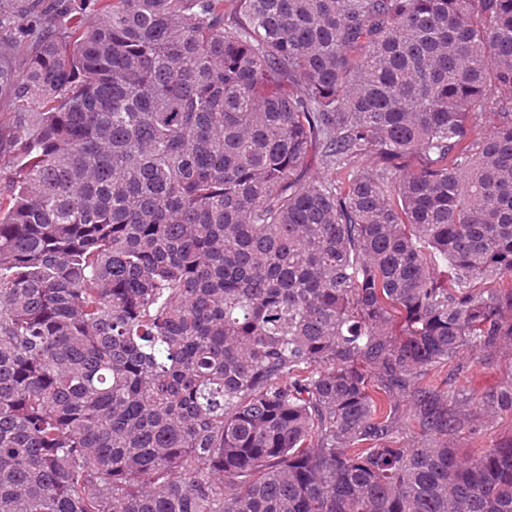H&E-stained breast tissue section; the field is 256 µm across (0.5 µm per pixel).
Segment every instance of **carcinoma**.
Returning <instances> with one entry per match:
<instances>
[{"label": "carcinoma", "instance_id": "cac0c4a2", "mask_svg": "<svg viewBox=\"0 0 512 512\" xmlns=\"http://www.w3.org/2000/svg\"><path fill=\"white\" fill-rule=\"evenodd\" d=\"M1 92L0 512H512L420 383L512 352V0H0ZM398 405L400 420L395 436L400 446L408 447L413 441L423 437L425 432L418 422L412 403L401 398Z\"/></svg>", "mask_w": 512, "mask_h": 512}]
</instances>
